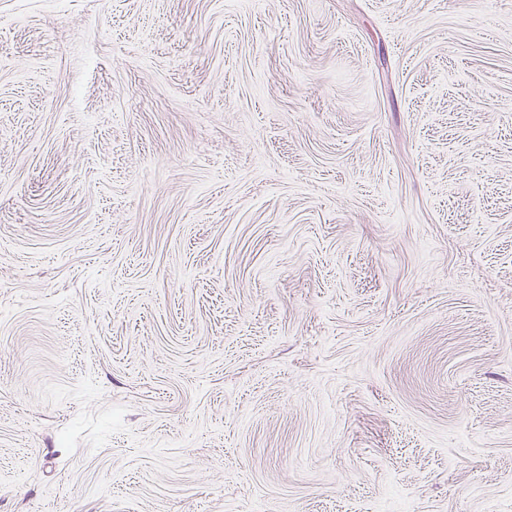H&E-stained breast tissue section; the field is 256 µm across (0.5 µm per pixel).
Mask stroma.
Segmentation results:
<instances>
[{"label": "stroma", "instance_id": "35a3bbf8", "mask_svg": "<svg viewBox=\"0 0 512 512\" xmlns=\"http://www.w3.org/2000/svg\"><path fill=\"white\" fill-rule=\"evenodd\" d=\"M0 512H512V0H0Z\"/></svg>", "mask_w": 512, "mask_h": 512}]
</instances>
